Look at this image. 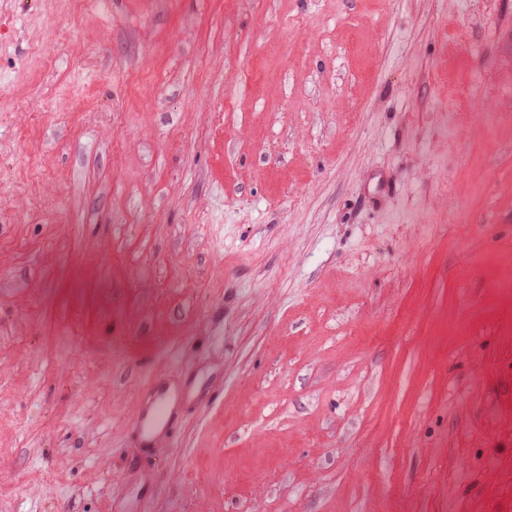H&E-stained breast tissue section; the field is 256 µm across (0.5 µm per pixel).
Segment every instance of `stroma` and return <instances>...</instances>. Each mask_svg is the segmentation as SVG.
Masks as SVG:
<instances>
[{
    "label": "stroma",
    "mask_w": 512,
    "mask_h": 512,
    "mask_svg": "<svg viewBox=\"0 0 512 512\" xmlns=\"http://www.w3.org/2000/svg\"><path fill=\"white\" fill-rule=\"evenodd\" d=\"M0 512H512V0H0ZM191 396L189 391L176 392L151 399L140 416V438L144 445H150L156 437L157 426L172 423L183 399Z\"/></svg>",
    "instance_id": "1"
}]
</instances>
